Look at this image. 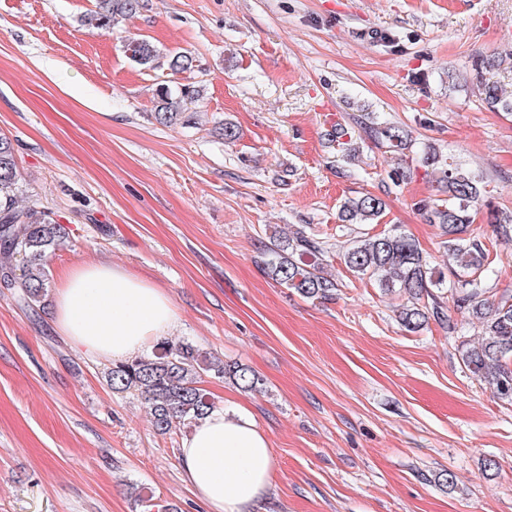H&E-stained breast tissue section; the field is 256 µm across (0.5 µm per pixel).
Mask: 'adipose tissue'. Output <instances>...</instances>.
Here are the masks:
<instances>
[{
	"label": "adipose tissue",
	"mask_w": 512,
	"mask_h": 512,
	"mask_svg": "<svg viewBox=\"0 0 512 512\" xmlns=\"http://www.w3.org/2000/svg\"><path fill=\"white\" fill-rule=\"evenodd\" d=\"M50 317L75 345L125 361L167 335L177 311L162 289L97 263L66 272ZM179 459L207 512H250L266 495L275 471L267 436L243 409L210 412L182 442Z\"/></svg>",
	"instance_id": "obj_1"
}]
</instances>
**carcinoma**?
Here are the masks:
<instances>
[{
	"label": "carcinoma",
	"instance_id": "1",
	"mask_svg": "<svg viewBox=\"0 0 512 512\" xmlns=\"http://www.w3.org/2000/svg\"><path fill=\"white\" fill-rule=\"evenodd\" d=\"M140 0H97L96 9L84 15V22L97 30H108L119 19L133 17ZM131 58L140 65H152L157 57L154 45L144 39L128 44ZM193 66V58L183 52L169 62L172 73H183ZM489 110L512 112V96L500 87L483 83L479 88ZM190 97L184 88L178 95L163 87L159 90L154 119L161 124L176 121ZM377 143L403 149L409 133L402 127L385 124L371 128ZM421 163L438 173L446 197L425 206L427 220L445 237L448 271L430 266L419 243L398 232H383L355 241L343 253L346 269L355 277L375 281L385 292H398L405 302L398 311L400 324L408 331L424 328L429 320H447L445 297L481 326V336L473 343L461 341L460 359L474 376L486 381L492 393L512 400V295L497 303L485 297L483 273L490 264L489 253L477 240L467 236L474 222L473 207L481 190L476 175L447 163L435 150L424 153ZM23 194L12 141L0 135V281L18 290L23 303L34 306L44 299L48 288L46 255L65 238L62 225L50 220L37 199ZM386 202L375 195L347 198L340 206L341 220L349 224H376ZM490 223L498 234L512 237V214L490 210ZM22 257L23 274L14 279L13 261ZM325 250L320 242L300 232L285 236L272 249L265 262L269 276L305 298L328 299L336 291V281L324 272ZM213 373L227 377L243 389H254L259 378L237 363L215 362L189 342L166 343L150 356L121 362L112 367L108 384L117 393H137L149 405L151 424L159 435L174 424L197 421L214 408L202 376Z\"/></svg>",
	"mask_w": 512,
	"mask_h": 512
}]
</instances>
